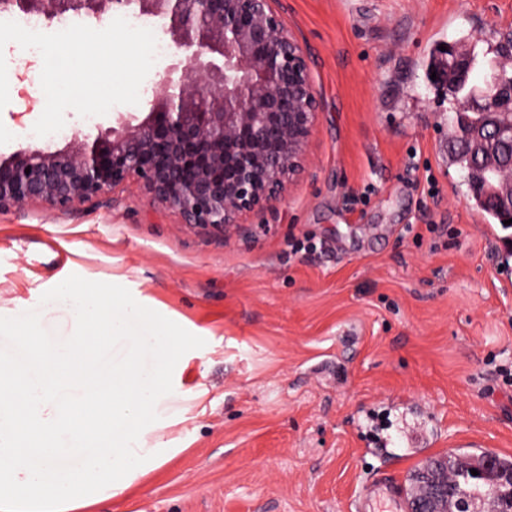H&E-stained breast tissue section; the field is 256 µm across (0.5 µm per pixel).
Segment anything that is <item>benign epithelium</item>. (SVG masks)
I'll return each instance as SVG.
<instances>
[{"label":"benign epithelium","instance_id":"1","mask_svg":"<svg viewBox=\"0 0 512 512\" xmlns=\"http://www.w3.org/2000/svg\"><path fill=\"white\" fill-rule=\"evenodd\" d=\"M274 0H0L1 12L47 21L67 14L98 25L132 8L166 18L165 33L187 52L158 83L143 119L119 115L96 135L75 134L64 148L23 149L0 157V214L30 203L70 211L97 205L131 182L190 227L224 236L243 215L281 199L304 169L320 104L307 56L273 7ZM512 42L482 67L453 46L436 69L443 83L469 89L461 111L464 143L476 158V191L512 219ZM30 173H25V169ZM450 465L417 478L420 512H447ZM486 463L478 473L492 497L499 479Z\"/></svg>","mask_w":512,"mask_h":512}]
</instances>
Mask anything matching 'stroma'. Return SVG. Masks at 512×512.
I'll use <instances>...</instances> for the list:
<instances>
[{
	"instance_id": "1",
	"label": "stroma",
	"mask_w": 512,
	"mask_h": 512,
	"mask_svg": "<svg viewBox=\"0 0 512 512\" xmlns=\"http://www.w3.org/2000/svg\"><path fill=\"white\" fill-rule=\"evenodd\" d=\"M305 51L320 112L285 198L224 237L190 228L136 186L97 207L0 215V306L72 335L46 288L121 285L205 341L183 389L205 411L174 427L186 450L101 512H359L381 478L407 486L428 458H512V257L449 164L455 106L428 79L434 49L495 56L512 0H277ZM166 52L140 101L67 128L144 117L183 54L160 19L127 12ZM10 101L0 155L61 148L31 136L41 58L0 50ZM311 239L312 253L296 241Z\"/></svg>"
}]
</instances>
